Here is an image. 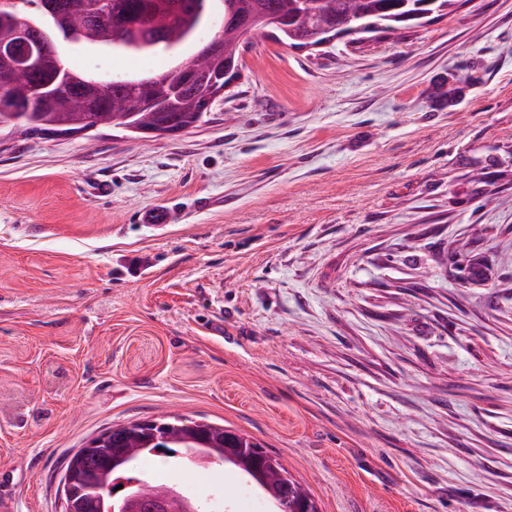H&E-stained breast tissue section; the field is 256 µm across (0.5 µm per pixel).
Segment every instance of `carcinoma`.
Segmentation results:
<instances>
[{"label": "carcinoma", "instance_id": "cac0c4a2", "mask_svg": "<svg viewBox=\"0 0 512 512\" xmlns=\"http://www.w3.org/2000/svg\"><path fill=\"white\" fill-rule=\"evenodd\" d=\"M214 0H21L16 9L0 7V40H18V20L33 24L26 46L32 66L22 84L7 60L0 59V123L33 133H80L113 123L132 134L152 131L173 134L195 126L207 113L213 97L224 88V70L239 65V44L251 30H271L282 43L298 48L326 44L349 34L394 31L422 24L448 9L452 0H221L223 12L214 16ZM208 26L215 33L200 43L211 54L207 71H183L166 84L172 66L148 73L152 80L123 82L101 78L74 66L65 48L74 51H112L129 55L166 57L174 48L199 38ZM213 432L225 441L245 445V469L265 465L269 454L250 436L221 425ZM134 423L112 427V447L126 448ZM83 512H98L99 494L117 479L112 455L91 456L84 462Z\"/></svg>", "mask_w": 512, "mask_h": 512}]
</instances>
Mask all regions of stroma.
<instances>
[{
	"label": "stroma",
	"mask_w": 512,
	"mask_h": 512,
	"mask_svg": "<svg viewBox=\"0 0 512 512\" xmlns=\"http://www.w3.org/2000/svg\"><path fill=\"white\" fill-rule=\"evenodd\" d=\"M239 53L179 133L0 128V487L58 512L77 448L180 415L254 438L320 512H512V0ZM178 471L278 512L233 466ZM175 216V206L155 205L141 212L140 222L142 224H151L155 228H164L174 222Z\"/></svg>",
	"instance_id": "35a3bbf8"
}]
</instances>
